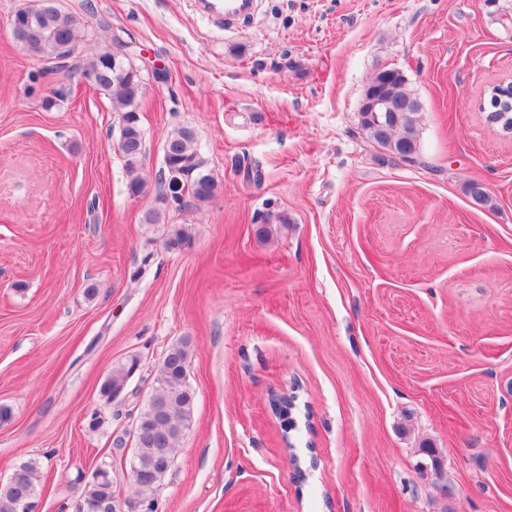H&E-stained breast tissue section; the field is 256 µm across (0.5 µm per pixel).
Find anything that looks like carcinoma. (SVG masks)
<instances>
[{"label":"carcinoma","mask_w":512,"mask_h":512,"mask_svg":"<svg viewBox=\"0 0 512 512\" xmlns=\"http://www.w3.org/2000/svg\"><path fill=\"white\" fill-rule=\"evenodd\" d=\"M14 40L22 50L41 60L45 69L52 68L58 58L60 45L72 42L76 45L86 40L87 25L73 12L58 7L44 18L29 19L21 12L14 13L11 21ZM125 43L112 38V44L102 50L79 57L78 71L98 76L94 88L112 103V110L121 113L124 122L118 147L131 179L128 190L132 194L143 186L140 162L146 145L140 125L139 104L142 93L140 78L131 63L122 55ZM494 111L489 119L512 130V110H508L504 99L497 92L491 94ZM361 127L375 144L389 150L402 141H418V113L380 112L375 116L360 113ZM164 160L168 181L161 182L167 191L158 196V201L170 200L181 203L188 198L195 203H205L213 198L209 187L215 185L213 177L205 170L204 161L197 148L196 135L192 128L183 127L170 136L164 145ZM191 342L183 339L170 346L159 361L154 373V387L138 419V425L148 432L136 448L132 466L147 469L160 457L175 458L178 441L190 428L195 403V393L187 385L184 371L188 369ZM139 359L131 357L112 367L100 387V393L112 400V391L126 388L128 379ZM22 479L0 485V512H25L20 502H33L39 478V463L28 460L16 467ZM158 479L148 476L146 481H134L136 496L130 505L136 509L147 505L146 512H157L155 498L149 491L155 489ZM116 496L112 475L92 482L81 495L77 512H93L101 504Z\"/></svg>","instance_id":"cac0c4a2"}]
</instances>
